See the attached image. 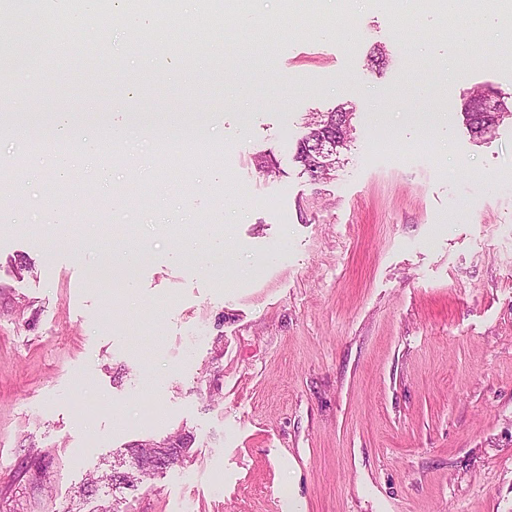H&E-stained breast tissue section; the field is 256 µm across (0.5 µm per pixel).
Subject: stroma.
<instances>
[{"label": "stroma", "instance_id": "1", "mask_svg": "<svg viewBox=\"0 0 512 512\" xmlns=\"http://www.w3.org/2000/svg\"><path fill=\"white\" fill-rule=\"evenodd\" d=\"M248 3L264 27L228 36L179 0L198 47L181 59L87 0L57 28L68 53L0 67V175L31 173L0 184V512H95L88 475L179 431L192 459L120 512H512V119L478 140L460 113L512 95L505 34L456 43L419 0ZM348 23L354 42L326 36ZM342 103L351 140L312 183L295 147ZM60 114L67 180L17 152ZM176 127L200 140L187 170L161 158Z\"/></svg>", "mask_w": 512, "mask_h": 512}]
</instances>
